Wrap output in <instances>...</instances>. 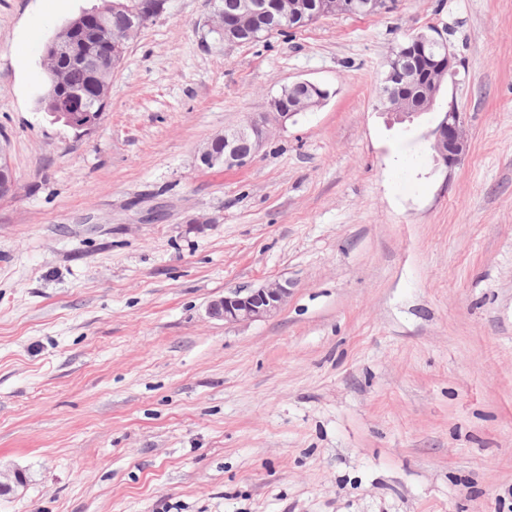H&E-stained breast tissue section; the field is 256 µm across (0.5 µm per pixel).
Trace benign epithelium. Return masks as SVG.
Instances as JSON below:
<instances>
[{
	"label": "benign epithelium",
	"instance_id": "benign-epithelium-1",
	"mask_svg": "<svg viewBox=\"0 0 512 512\" xmlns=\"http://www.w3.org/2000/svg\"><path fill=\"white\" fill-rule=\"evenodd\" d=\"M338 5L336 0L328 4H318L307 10L300 8L298 0H244L239 5L241 14L255 19L272 14L277 20L282 18L292 22L300 19L306 23L317 21L326 11ZM210 32L221 41L237 44L244 35L253 32L224 25V9L219 8L210 24ZM418 42H433L444 49V57L434 61L425 70L423 80L428 86L425 99L434 103L445 78L457 73V58L450 49L448 40L442 32L433 28L429 33L415 35ZM112 50L108 53L96 51L92 44L81 38L79 40L55 39L44 48L45 60L56 63L65 59L80 61L96 76L114 71L121 63L129 45V35L115 34L112 36ZM404 73L400 72L395 60H390L384 77L386 102L395 99L392 88L403 80ZM329 93L320 85L310 81H297L288 85V96L282 95L270 101L271 111L249 119L245 124L224 130V133L214 136L198 150L197 161L202 167L230 170L246 166L253 156L268 140L272 126L281 124L300 112L319 107L328 98ZM51 102L59 109L56 120L70 127L79 134L90 131L101 119L102 111L109 103V95L99 99L98 106L93 112L80 116L68 112L65 101L69 95L60 90V85L53 86L49 93ZM463 113L450 108L434 131V149L438 160L447 167L458 164L466 151L463 135ZM16 191V182L7 159L6 145L0 142V196H8ZM290 293L289 282L274 280L266 282L257 288L235 290L213 300L208 306V314L212 318L222 319L228 323H245L261 321L271 317L286 303Z\"/></svg>",
	"mask_w": 512,
	"mask_h": 512
}]
</instances>
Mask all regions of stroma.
I'll use <instances>...</instances> for the list:
<instances>
[{
	"label": "stroma",
	"mask_w": 512,
	"mask_h": 512,
	"mask_svg": "<svg viewBox=\"0 0 512 512\" xmlns=\"http://www.w3.org/2000/svg\"><path fill=\"white\" fill-rule=\"evenodd\" d=\"M166 0L77 134L44 46L101 0H0V512H512V0H390L249 45ZM461 63L381 111L409 35ZM308 80L245 167L199 147ZM465 119L459 164L430 133ZM285 280L263 321L224 293ZM61 85L55 84L49 93L51 102L61 111L57 112L55 120L61 121L65 126L70 127L78 134L87 133L90 131L101 119L102 111L109 103L110 84L107 85V93L99 99L98 106L94 112L86 109V114L80 116L77 112H67L65 108V101L70 96L64 94L61 90ZM289 285L288 281L274 280L257 288L231 291L213 300L208 306V314L228 323L265 320L286 303Z\"/></svg>",
	"instance_id": "stroma-1"
}]
</instances>
